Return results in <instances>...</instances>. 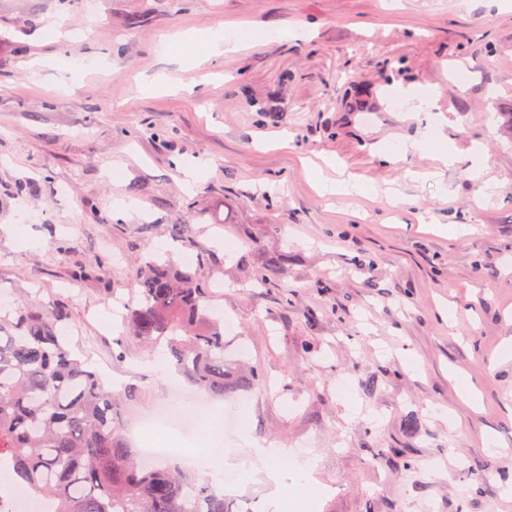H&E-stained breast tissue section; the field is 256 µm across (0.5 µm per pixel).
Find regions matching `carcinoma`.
I'll return each instance as SVG.
<instances>
[{
  "instance_id": "1",
  "label": "carcinoma",
  "mask_w": 512,
  "mask_h": 512,
  "mask_svg": "<svg viewBox=\"0 0 512 512\" xmlns=\"http://www.w3.org/2000/svg\"><path fill=\"white\" fill-rule=\"evenodd\" d=\"M172 240L195 246L189 224ZM278 258L256 275L283 276ZM135 297L124 322L132 337L162 344L177 372L211 396L239 387L224 357V316L211 306L198 273L171 254H150L134 268ZM62 307L35 299L0 314V465L52 512H233L212 482L181 466L143 467L124 439L118 413L139 389L104 386L63 336Z\"/></svg>"
}]
</instances>
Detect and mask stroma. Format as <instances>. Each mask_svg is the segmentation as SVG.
Here are the masks:
<instances>
[{
    "label": "stroma",
    "instance_id": "1",
    "mask_svg": "<svg viewBox=\"0 0 512 512\" xmlns=\"http://www.w3.org/2000/svg\"><path fill=\"white\" fill-rule=\"evenodd\" d=\"M190 30L244 48L169 46ZM72 51L93 67L56 65ZM435 115L444 141L385 160ZM310 161L369 194L322 195ZM183 221L197 247L171 240ZM160 249L224 313L225 444L287 449L322 489L259 461L242 512L276 491L288 512H512V0H0V298L65 307L106 386L139 387L127 421L165 400V354L113 305ZM273 255L286 277L254 286Z\"/></svg>",
    "mask_w": 512,
    "mask_h": 512
}]
</instances>
